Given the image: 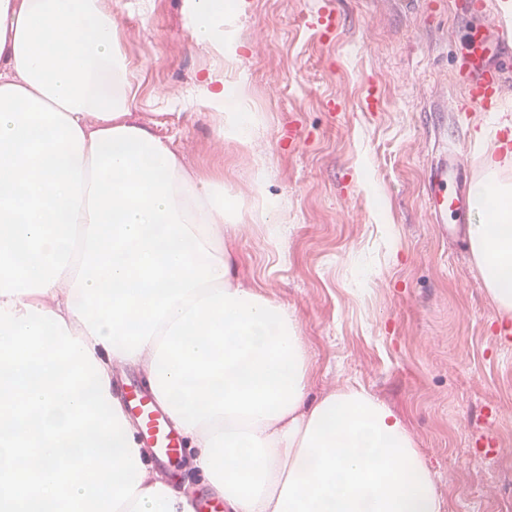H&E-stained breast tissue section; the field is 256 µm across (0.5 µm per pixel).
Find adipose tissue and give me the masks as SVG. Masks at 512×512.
I'll list each match as a JSON object with an SVG mask.
<instances>
[{
  "label": "adipose tissue",
  "instance_id": "obj_1",
  "mask_svg": "<svg viewBox=\"0 0 512 512\" xmlns=\"http://www.w3.org/2000/svg\"><path fill=\"white\" fill-rule=\"evenodd\" d=\"M218 60L189 94L253 150L227 106L238 8L186 0ZM112 0H0V512H193L116 396L132 367L196 450L226 512H444L404 418L364 388L311 398L295 313L245 284L242 213L134 115ZM512 155L473 199L471 253L512 314Z\"/></svg>",
  "mask_w": 512,
  "mask_h": 512
}]
</instances>
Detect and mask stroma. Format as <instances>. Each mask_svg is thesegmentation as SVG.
Segmentation results:
<instances>
[{"instance_id":"35a3bbf8","label":"stroma","mask_w":512,"mask_h":512,"mask_svg":"<svg viewBox=\"0 0 512 512\" xmlns=\"http://www.w3.org/2000/svg\"><path fill=\"white\" fill-rule=\"evenodd\" d=\"M246 46L225 65L228 93L257 118L254 154L217 138L207 110L183 99L213 63L190 38L185 0H118L113 11L137 67V110L174 136L188 171L220 168L246 204L254 155L282 251L245 225L238 274L296 309L314 361L310 394L356 381L406 420L436 474L447 512H512V345L471 254L460 253L425 200L438 154L456 145L475 179L495 136L484 113L458 123L464 91L452 59L477 17L449 0H238ZM335 10L324 38L315 18ZM380 97L377 107L368 94ZM498 451L484 455L486 440Z\"/></svg>"}]
</instances>
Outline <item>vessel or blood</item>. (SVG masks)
<instances>
[{
    "instance_id": "vessel-or-blood-1",
    "label": "vessel or blood",
    "mask_w": 512,
    "mask_h": 512,
    "mask_svg": "<svg viewBox=\"0 0 512 512\" xmlns=\"http://www.w3.org/2000/svg\"><path fill=\"white\" fill-rule=\"evenodd\" d=\"M501 0H479L485 23L471 30L464 49L455 58V75L465 91L464 111L502 112L507 109V84L512 83V24L500 7ZM440 158L428 175L426 196L429 210L448 232L462 236L472 207V172L460 150L450 147L444 132H436ZM129 415L156 462L179 463L182 442L150 392L136 387L126 393Z\"/></svg>"
}]
</instances>
